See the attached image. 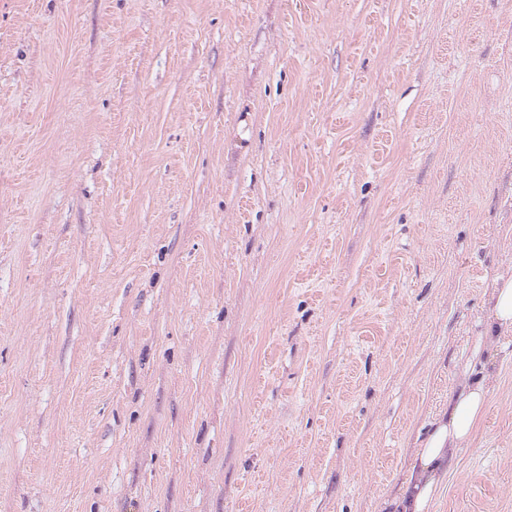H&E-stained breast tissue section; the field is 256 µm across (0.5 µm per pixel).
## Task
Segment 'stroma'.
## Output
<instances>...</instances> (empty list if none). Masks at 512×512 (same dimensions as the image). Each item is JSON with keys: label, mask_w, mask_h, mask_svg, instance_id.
Segmentation results:
<instances>
[{"label": "stroma", "mask_w": 512, "mask_h": 512, "mask_svg": "<svg viewBox=\"0 0 512 512\" xmlns=\"http://www.w3.org/2000/svg\"><path fill=\"white\" fill-rule=\"evenodd\" d=\"M501 276L512 0H0V512H386Z\"/></svg>", "instance_id": "obj_1"}]
</instances>
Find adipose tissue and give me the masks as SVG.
Wrapping results in <instances>:
<instances>
[{
    "instance_id": "adipose-tissue-1",
    "label": "adipose tissue",
    "mask_w": 512,
    "mask_h": 512,
    "mask_svg": "<svg viewBox=\"0 0 512 512\" xmlns=\"http://www.w3.org/2000/svg\"><path fill=\"white\" fill-rule=\"evenodd\" d=\"M487 331L496 335L512 332V277L496 280L490 290ZM482 352V345L473 347L463 367L459 391L449 398L447 414L441 416L416 449L408 473L391 501V512H429L441 477L452 466L457 449L471 440L486 410V380L473 375Z\"/></svg>"
}]
</instances>
